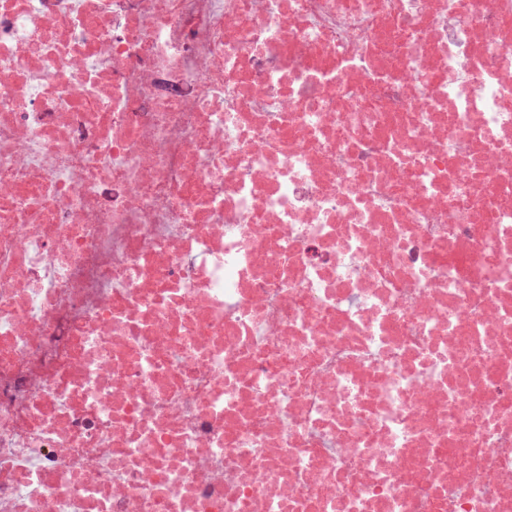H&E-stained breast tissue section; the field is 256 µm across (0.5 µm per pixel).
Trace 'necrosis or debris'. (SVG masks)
<instances>
[{
	"mask_svg": "<svg viewBox=\"0 0 512 512\" xmlns=\"http://www.w3.org/2000/svg\"><path fill=\"white\" fill-rule=\"evenodd\" d=\"M0 512H512V0H0Z\"/></svg>",
	"mask_w": 512,
	"mask_h": 512,
	"instance_id": "1",
	"label": "necrosis or debris"
}]
</instances>
